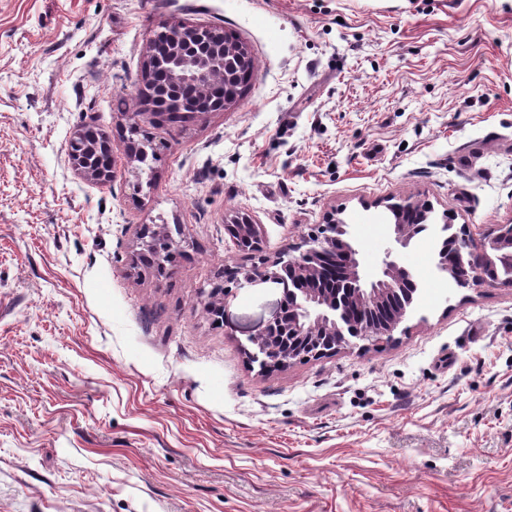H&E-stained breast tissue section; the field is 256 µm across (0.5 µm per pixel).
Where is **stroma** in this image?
I'll list each match as a JSON object with an SVG mask.
<instances>
[{"instance_id": "obj_1", "label": "stroma", "mask_w": 512, "mask_h": 512, "mask_svg": "<svg viewBox=\"0 0 512 512\" xmlns=\"http://www.w3.org/2000/svg\"><path fill=\"white\" fill-rule=\"evenodd\" d=\"M163 22L234 32L244 97L142 104ZM83 125L109 183L68 160ZM407 199L433 213L392 339L249 361L284 296L233 277V217L273 260L336 213L371 276ZM145 224L182 229L167 276L133 265ZM505 224L512 0H0V512H512V287L437 259L443 226L477 254ZM85 125L75 130L69 144L68 155L72 166L83 177L95 183H107L113 177L112 139L93 126ZM93 135L88 136V132ZM107 155V165L98 164L102 154Z\"/></svg>"}]
</instances>
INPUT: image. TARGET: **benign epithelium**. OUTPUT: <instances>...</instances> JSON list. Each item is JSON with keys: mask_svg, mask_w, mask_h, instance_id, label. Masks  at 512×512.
<instances>
[{"mask_svg": "<svg viewBox=\"0 0 512 512\" xmlns=\"http://www.w3.org/2000/svg\"><path fill=\"white\" fill-rule=\"evenodd\" d=\"M202 31L200 25L163 23L146 46L140 84L167 76L162 99L170 116L178 115L177 108L183 105L192 106L199 115L215 111L224 59L232 56L245 64L251 57L245 45L224 43L221 33L205 45L198 43ZM68 155L75 170L90 181L104 184L113 177L112 139L103 131L87 125L76 129ZM396 211L393 247L385 251L372 279L362 273L359 250L346 225L334 217L327 222L323 238L299 255L264 262L244 274L248 283L271 282L281 287L285 297L279 316L251 338L256 348L250 354L252 361L279 365L285 357L291 361L332 354L351 337L392 338L406 314L402 298L415 288L410 272L394 259L393 252L408 247L424 231L421 221L427 216L419 201H407ZM230 231L242 250L260 251L259 225L249 216L236 217ZM167 233L165 224H146L139 233V260L159 276L168 274L170 268L156 254L154 240ZM442 270L464 287L482 283L511 287L512 233L499 232L490 238L475 264L458 267L450 257ZM206 308L224 315L222 285L211 288Z\"/></svg>", "mask_w": 512, "mask_h": 512, "instance_id": "obj_1", "label": "benign epithelium"}]
</instances>
